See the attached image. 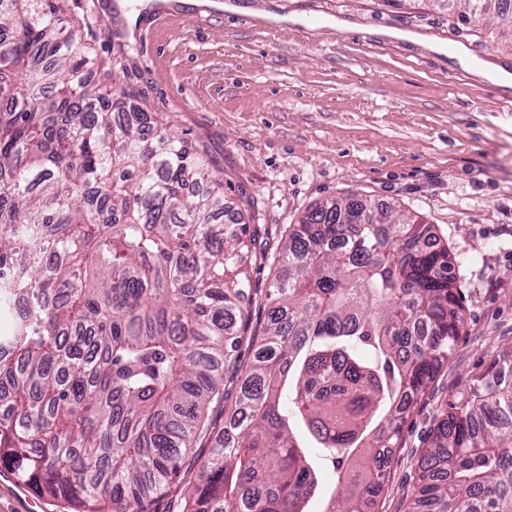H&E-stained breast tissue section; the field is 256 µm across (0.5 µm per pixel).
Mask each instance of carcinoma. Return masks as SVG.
<instances>
[{"label": "carcinoma", "mask_w": 512, "mask_h": 512, "mask_svg": "<svg viewBox=\"0 0 512 512\" xmlns=\"http://www.w3.org/2000/svg\"><path fill=\"white\" fill-rule=\"evenodd\" d=\"M66 2L0 0V462L75 512H308L319 448L326 512H372L463 325L447 247L348 198L268 255L219 220L203 157L85 78ZM461 2L512 31V0ZM257 256L277 268L245 364ZM408 512H512V369L438 425ZM320 473V490L318 496L309 503L308 510L312 512L323 511L335 488V473L330 462L318 460Z\"/></svg>", "instance_id": "carcinoma-1"}]
</instances>
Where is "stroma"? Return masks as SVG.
Here are the masks:
<instances>
[{"mask_svg":"<svg viewBox=\"0 0 512 512\" xmlns=\"http://www.w3.org/2000/svg\"><path fill=\"white\" fill-rule=\"evenodd\" d=\"M71 0L92 82L120 86L206 160L224 207L269 231L356 196L432 224L463 297L447 365L418 400L374 512H407L446 413L512 363V50L432 0ZM129 45L117 74L114 41ZM0 512H72L0 463Z\"/></svg>","mask_w":512,"mask_h":512,"instance_id":"stroma-1","label":"stroma"}]
</instances>
